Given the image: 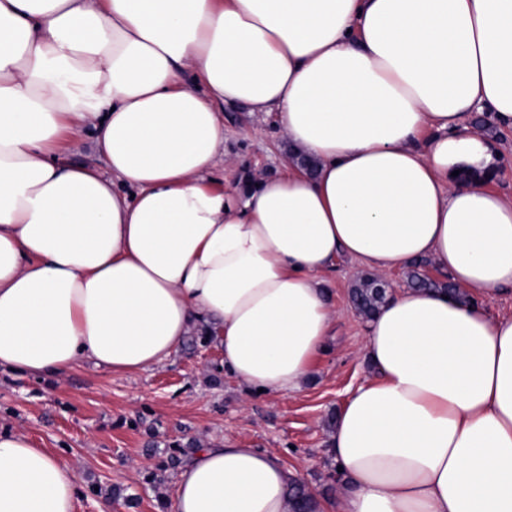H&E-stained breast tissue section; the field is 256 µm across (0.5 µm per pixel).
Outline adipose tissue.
I'll use <instances>...</instances> for the list:
<instances>
[{"label":"adipose tissue","mask_w":512,"mask_h":512,"mask_svg":"<svg viewBox=\"0 0 512 512\" xmlns=\"http://www.w3.org/2000/svg\"><path fill=\"white\" fill-rule=\"evenodd\" d=\"M219 102L277 113L316 172L211 188ZM476 112L512 128V0H0V370L133 374L214 324L227 374L287 395L330 340L338 256L427 258L465 297L408 288L368 321L318 512H512V317L476 303L512 288V201ZM89 125L109 174L59 159ZM296 480L223 442L167 512H291ZM81 495L0 428V512Z\"/></svg>","instance_id":"adipose-tissue-1"}]
</instances>
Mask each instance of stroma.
<instances>
[{"mask_svg": "<svg viewBox=\"0 0 512 512\" xmlns=\"http://www.w3.org/2000/svg\"><path fill=\"white\" fill-rule=\"evenodd\" d=\"M224 154L208 176L216 188L245 174L286 172L288 143L277 116L225 107ZM499 155L490 189L512 198V130L490 125ZM362 268L342 258L326 275L336 310L328 348L301 389L286 396L246 391L223 369L220 341L199 352L179 350L150 369L115 375L83 362L57 378L0 370V427L16 429L72 466L83 488L78 512H165L176 474L171 457L187 459L220 442L277 454L319 498L337 495L342 477L332 453L331 419L372 370L364 355L365 322L349 301ZM98 493H91V486Z\"/></svg>", "mask_w": 512, "mask_h": 512, "instance_id": "obj_1", "label": "stroma"}]
</instances>
